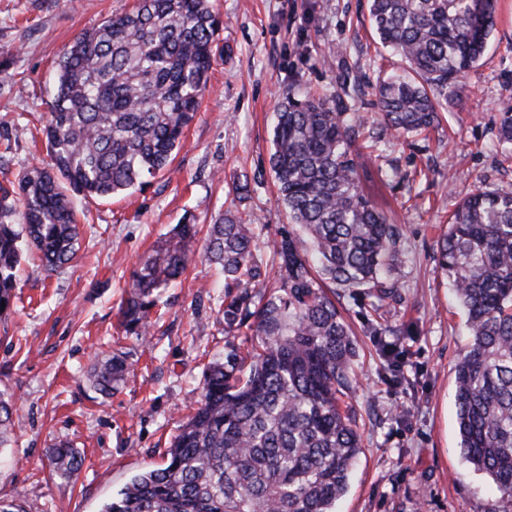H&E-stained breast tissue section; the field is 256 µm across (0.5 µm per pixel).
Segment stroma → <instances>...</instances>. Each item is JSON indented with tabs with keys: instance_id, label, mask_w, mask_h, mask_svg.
<instances>
[{
	"instance_id": "stroma-1",
	"label": "stroma",
	"mask_w": 512,
	"mask_h": 512,
	"mask_svg": "<svg viewBox=\"0 0 512 512\" xmlns=\"http://www.w3.org/2000/svg\"><path fill=\"white\" fill-rule=\"evenodd\" d=\"M135 0H0V185L51 158L41 132L57 62L82 32ZM218 51L200 108L167 171L143 190L82 203L74 261L49 272L32 256L16 270L17 297L0 312V397L12 400L16 442L0 449V498L29 512H100L164 452L202 393L208 364L247 353L226 329L224 276L199 259L208 224L225 212L254 219L268 288L278 286L272 244L292 226L269 166L274 114L290 92L340 94L363 115L358 143L376 146L378 200L401 226V301L374 308L341 292L338 307L357 358L345 401L357 410L363 452L336 512H512L460 454L454 366L469 340L466 317L438 262V241L462 196L512 189L498 127L512 106V0L481 65L460 80L438 126L394 138L374 105L379 84L408 71L381 48L368 0H215ZM249 183L247 194L234 190ZM197 225V257L163 289L149 340L125 333L119 307L132 271L174 225ZM401 370L386 369L379 336ZM130 366L112 395L86 374L95 354ZM410 410L397 421L395 409ZM72 443L84 464L62 478L50 448Z\"/></svg>"
}]
</instances>
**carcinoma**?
<instances>
[{
	"instance_id": "carcinoma-1",
	"label": "carcinoma",
	"mask_w": 512,
	"mask_h": 512,
	"mask_svg": "<svg viewBox=\"0 0 512 512\" xmlns=\"http://www.w3.org/2000/svg\"><path fill=\"white\" fill-rule=\"evenodd\" d=\"M379 43L409 75L380 84L375 105L397 136L439 122L461 75L483 60L497 0H368ZM213 0H136L81 34L58 62L43 127L52 157L0 186V303L16 298L21 243L54 271L78 252L77 199L142 188L173 161L195 118L217 48ZM359 115L340 95H290L280 104L270 167L288 218L302 233L274 243L281 283L258 301L239 291L263 283L252 222L226 213L210 225L203 256L224 273V325L246 326L249 374L230 351L208 367L193 415L166 463L134 476L101 512H335L362 452L351 389L355 346L336 307L338 288L376 307L396 300L399 225L374 199L371 161L356 146ZM512 145V107L500 113ZM194 224H180L131 275L122 325L150 333L159 290L193 257ZM438 265L467 315L471 340L455 365L461 448L500 498L512 499V190L480 187L448 221ZM129 366L115 353L90 378L112 394ZM13 404L0 397V448L13 442ZM61 477L83 467L60 444L49 455Z\"/></svg>"
}]
</instances>
